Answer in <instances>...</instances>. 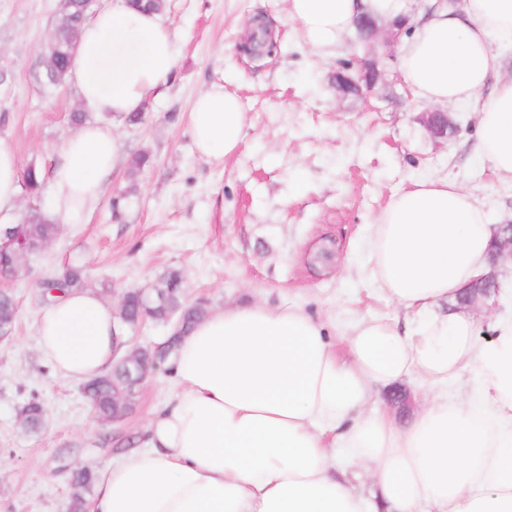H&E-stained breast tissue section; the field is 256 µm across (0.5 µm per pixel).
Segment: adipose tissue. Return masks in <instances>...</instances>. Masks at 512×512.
Here are the masks:
<instances>
[{
  "label": "adipose tissue",
  "mask_w": 512,
  "mask_h": 512,
  "mask_svg": "<svg viewBox=\"0 0 512 512\" xmlns=\"http://www.w3.org/2000/svg\"><path fill=\"white\" fill-rule=\"evenodd\" d=\"M399 36V68L421 102L473 104L478 157L512 178V79L494 44L512 45V0H290L308 45L333 54L354 20ZM175 36L155 12L103 0L76 42L69 78L97 114L53 161L47 213L88 223L122 158L114 121L141 111L174 73ZM236 95L215 85L189 114L202 157L242 140ZM16 154L0 145V223L18 221ZM498 232L453 179L427 177L394 195L370 228L367 266L406 310V324L351 326L338 351L298 306L213 309L180 339L177 391L156 411L143 447L94 466L88 512H512V313L479 340L475 321L441 312L485 270ZM120 320L97 289L68 292L39 316V349L54 372L83 382L112 366ZM430 400L408 426L372 407L375 387L411 374ZM349 466L377 488L360 491Z\"/></svg>",
  "instance_id": "adipose-tissue-1"
}]
</instances>
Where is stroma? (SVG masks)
<instances>
[{
	"instance_id": "obj_1",
	"label": "stroma",
	"mask_w": 512,
	"mask_h": 512,
	"mask_svg": "<svg viewBox=\"0 0 512 512\" xmlns=\"http://www.w3.org/2000/svg\"><path fill=\"white\" fill-rule=\"evenodd\" d=\"M61 0H0V143L21 167L50 170L69 115L80 103L72 83L45 81L43 51ZM289 0H165L161 14L180 48L176 70L143 119H119L124 160L89 223L61 227L18 276L0 278L18 318L0 341V512H67L72 473L114 460L113 431L137 438L172 395L171 374L144 381L132 414L117 426L99 422L83 385L58 377L37 347L39 282L81 263L104 298L179 270L187 301L208 308L239 303L301 306L321 321L337 347L341 324L399 319L402 309L369 279L367 227L390 198L415 180L449 177L472 192L493 224L512 219V179L473 159L474 109L449 106L460 125L451 139L433 137L399 72L398 44L380 48L383 76L372 94L341 95L331 76L358 68L369 43L348 35L331 56L314 52L288 16ZM271 52L243 51L256 21ZM239 99L243 138L224 159L202 157L188 114L212 84ZM148 153L149 166L131 160ZM38 397L43 429L25 432L20 407ZM375 400L402 425L425 404L411 376Z\"/></svg>"
}]
</instances>
